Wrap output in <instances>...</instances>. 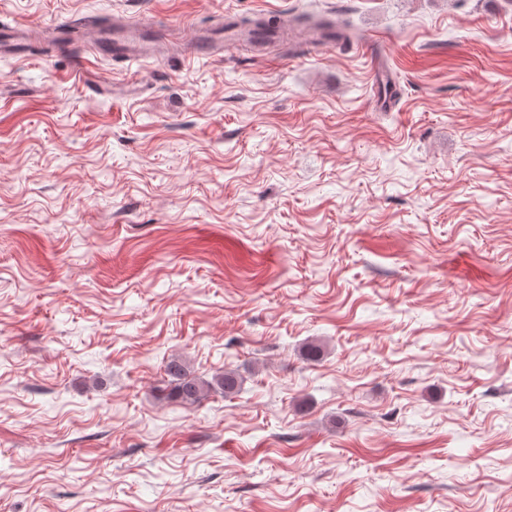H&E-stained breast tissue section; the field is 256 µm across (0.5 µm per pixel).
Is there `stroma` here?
Listing matches in <instances>:
<instances>
[{"instance_id":"35a3bbf8","label":"stroma","mask_w":512,"mask_h":512,"mask_svg":"<svg viewBox=\"0 0 512 512\" xmlns=\"http://www.w3.org/2000/svg\"><path fill=\"white\" fill-rule=\"evenodd\" d=\"M115 13L172 50L0 59V512H512V5L0 0ZM267 13L361 48L181 52ZM166 372L174 382L169 397L181 403H198L213 390H219L227 396L237 394L241 389V379L234 370L225 369L223 373L215 375L212 381L204 382L192 376L182 362L171 359L166 364Z\"/></svg>"}]
</instances>
